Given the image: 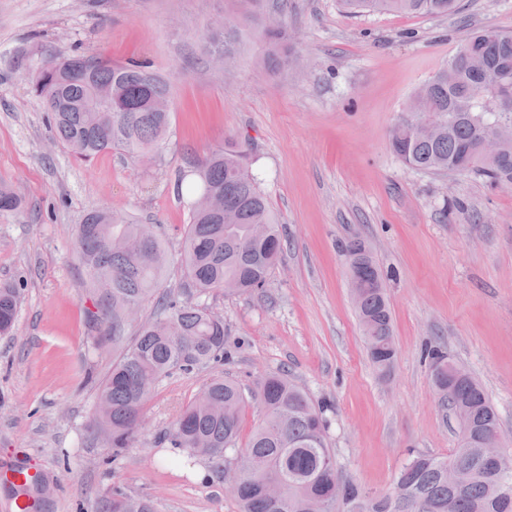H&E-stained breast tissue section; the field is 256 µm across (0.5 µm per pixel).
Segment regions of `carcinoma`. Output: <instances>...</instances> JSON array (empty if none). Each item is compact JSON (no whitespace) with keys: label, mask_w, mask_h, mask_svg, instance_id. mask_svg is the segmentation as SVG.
Here are the masks:
<instances>
[{"label":"carcinoma","mask_w":512,"mask_h":512,"mask_svg":"<svg viewBox=\"0 0 512 512\" xmlns=\"http://www.w3.org/2000/svg\"><path fill=\"white\" fill-rule=\"evenodd\" d=\"M350 12H397L448 16L456 0H342ZM240 25L208 38L210 54L234 52ZM484 58L475 72L461 53ZM512 75V33L479 27L412 95L394 123L389 146L406 165L426 172L474 174L491 185L512 182V145L485 164L475 157L487 125L512 122V107L502 104L500 84ZM35 93L50 114L55 138L71 154L89 161L118 150L132 158L148 154L171 123V113L153 112L145 100L169 96L160 76L138 62L73 55L52 60L48 73L37 70ZM432 120V134L416 139L407 127L417 117ZM193 196L181 250L169 254L163 240L108 209L87 212L76 226L75 252L97 294L96 320L112 321V344L123 346L112 370L97 388L105 404L96 429L108 435L112 457L132 447L144 407L156 384L174 372L190 373L223 359L224 319L195 298L233 285L232 294H253L268 283L283 252L281 225L252 173L249 149L229 142L212 151L194 170ZM20 200L0 184V212ZM346 262L356 293L354 306L372 363L381 372L393 364L396 349L383 273L365 243L351 240ZM181 270L184 296L160 291L171 262ZM163 299L161 313L143 324L125 343L128 311L153 295ZM16 288H0V334L11 332L20 305ZM431 378L442 410L466 408L468 433L448 457L413 456L399 471L391 493L367 492L342 477L327 448L323 411L284 373L253 383L250 396L232 380L215 377L206 385L208 399L193 400L165 432L169 444L187 457L202 456L217 469L225 457L241 452L242 483L236 496L240 512H512V469L503 470L481 448L498 414L482 385L460 372L447 354L428 352ZM265 410L264 421L246 447L237 449L247 399ZM100 512H155L152 503L121 491L103 500Z\"/></svg>","instance_id":"obj_1"}]
</instances>
